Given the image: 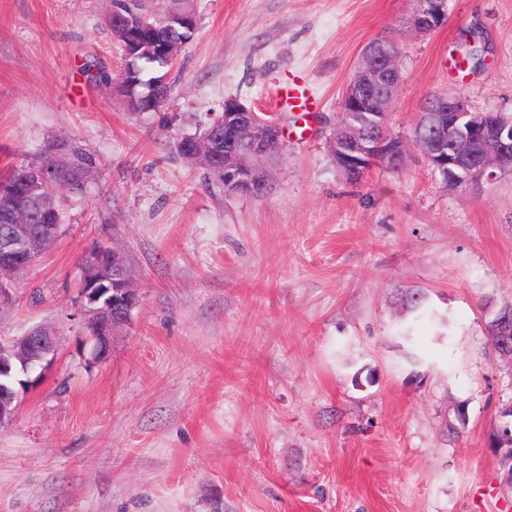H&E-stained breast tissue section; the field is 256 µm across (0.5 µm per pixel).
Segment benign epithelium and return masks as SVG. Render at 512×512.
Here are the masks:
<instances>
[{
	"mask_svg": "<svg viewBox=\"0 0 512 512\" xmlns=\"http://www.w3.org/2000/svg\"><path fill=\"white\" fill-rule=\"evenodd\" d=\"M448 0H426V6L407 18L409 30L425 37L444 24ZM194 15L179 8L166 10L163 22L171 29L185 28ZM399 45L390 40L382 46L375 42L364 49L343 94V104L354 111L367 103L373 112L389 110L401 83ZM441 115L437 118L419 113L410 137L369 134L363 127L343 120L337 122L328 138L329 153L336 168L344 174L364 175L373 166L397 171L404 167L411 148L438 165L443 182L450 190L464 189L480 193L501 174L512 170V127L498 126L489 131L482 116L469 109L460 93L439 95ZM224 145L195 136L182 143L196 165L224 177V192L250 195L265 183L267 167L281 147L279 126L246 107L236 99L224 102ZM66 161L60 148L46 157L40 170L44 179L55 177L58 166ZM12 224L0 228V308L10 303L14 285L27 273L34 257L57 239L37 235L32 229L31 205L25 188L11 189ZM125 254L112 245L110 264L99 276L82 282L80 288L84 336V359L95 364L112 350L115 336L130 323L137 306L136 290L123 275ZM58 345L56 328L49 324L32 327L8 344L0 343V425L15 413L20 391L26 380H13L19 370L33 371L53 357Z\"/></svg>",
	"mask_w": 512,
	"mask_h": 512,
	"instance_id": "1",
	"label": "benign epithelium"
}]
</instances>
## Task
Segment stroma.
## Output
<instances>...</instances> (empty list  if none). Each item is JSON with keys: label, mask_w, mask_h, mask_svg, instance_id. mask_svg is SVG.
Instances as JSON below:
<instances>
[{"label": "stroma", "mask_w": 512, "mask_h": 512, "mask_svg": "<svg viewBox=\"0 0 512 512\" xmlns=\"http://www.w3.org/2000/svg\"><path fill=\"white\" fill-rule=\"evenodd\" d=\"M192 5L176 64L143 73L173 98L134 112L85 72L123 69L105 0H0V172L58 135L98 160L0 308L2 340L40 323L59 337L0 426V512H512L490 447L512 364L488 332L512 301V173L451 192L414 151L350 182L326 144L380 38L402 46L394 133L434 92L512 116V0H448L422 38L409 0ZM468 31L484 63L461 80ZM286 80L316 112L276 110ZM230 98L283 129L258 195L225 194L177 152ZM114 243L139 302L89 365L81 263Z\"/></svg>", "instance_id": "35a3bbf8"}]
</instances>
